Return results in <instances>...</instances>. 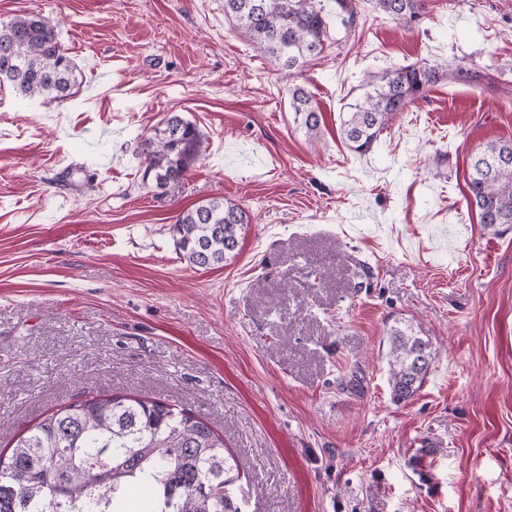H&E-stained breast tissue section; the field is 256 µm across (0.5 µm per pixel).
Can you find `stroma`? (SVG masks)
I'll use <instances>...</instances> for the list:
<instances>
[{
    "mask_svg": "<svg viewBox=\"0 0 512 512\" xmlns=\"http://www.w3.org/2000/svg\"><path fill=\"white\" fill-rule=\"evenodd\" d=\"M318 2L328 47L291 73L224 0H0V20L48 19L80 71L63 101L0 86V451L81 392L143 391L223 431L241 512H512V229L465 199L471 155L512 140V0H428L410 29L363 0L349 31ZM417 61L485 79H442L352 151L365 75ZM173 113L204 142L159 196L138 137ZM211 197L251 221L202 270L172 226ZM400 322L438 354L398 403ZM289 104L294 121L305 128L307 133L315 132L322 122V113L312 102L310 94L301 86L289 89Z\"/></svg>",
    "mask_w": 512,
    "mask_h": 512,
    "instance_id": "stroma-1",
    "label": "stroma"
}]
</instances>
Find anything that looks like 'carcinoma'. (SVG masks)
<instances>
[{
  "label": "carcinoma",
  "mask_w": 512,
  "mask_h": 512,
  "mask_svg": "<svg viewBox=\"0 0 512 512\" xmlns=\"http://www.w3.org/2000/svg\"><path fill=\"white\" fill-rule=\"evenodd\" d=\"M361 0H336L349 30ZM428 0H374L385 18L411 28ZM224 16L254 48L288 71L316 60L328 23L316 0H224ZM0 83L21 96L68 99L77 67L55 26L40 16L0 21ZM444 77L427 62L370 76L342 123L351 150L369 152L401 112L426 97ZM294 122L315 132L322 113L301 86L289 89ZM203 135L178 114L137 148L142 182L164 195L178 187L197 160ZM467 204L487 229L512 226V141L489 144L470 160ZM250 223L246 210L213 197L179 216L172 227L180 254L199 268L235 258ZM435 351L429 341L394 328L389 379L393 398H411L422 386ZM237 465L224 438L190 409L135 392L96 394L64 404L21 432L9 457L0 456V512H240L229 487Z\"/></svg>",
  "instance_id": "1"
}]
</instances>
